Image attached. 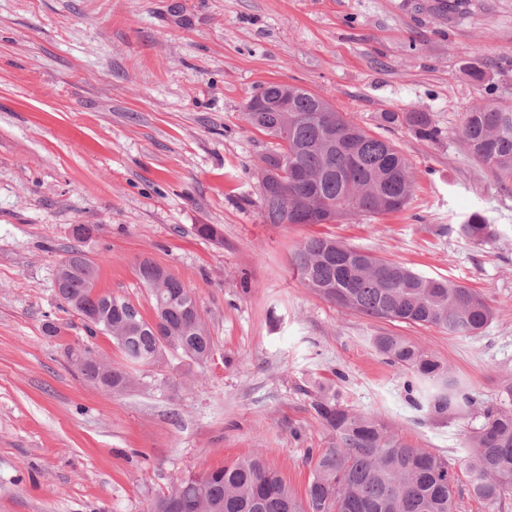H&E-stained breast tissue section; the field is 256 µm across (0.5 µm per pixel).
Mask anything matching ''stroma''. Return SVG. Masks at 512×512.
<instances>
[{
  "instance_id": "stroma-1",
  "label": "stroma",
  "mask_w": 512,
  "mask_h": 512,
  "mask_svg": "<svg viewBox=\"0 0 512 512\" xmlns=\"http://www.w3.org/2000/svg\"><path fill=\"white\" fill-rule=\"evenodd\" d=\"M267 82L399 148L416 181L405 209L265 223L253 168L269 141L243 112ZM488 100L512 101V0L455 14L439 0H0V512H148L177 479L257 453L305 495L307 452L330 443L311 408L324 385L457 463L477 419L429 416L370 338L432 350L488 405L512 382V183L458 135ZM384 112L430 113L441 134L419 140ZM476 210L494 244L456 233ZM313 234L470 287L494 318L462 337L339 309L289 263ZM75 248L99 292L148 320L138 263L178 277L211 359L167 355L119 395L86 381L70 350L121 354L61 308L54 271Z\"/></svg>"
}]
</instances>
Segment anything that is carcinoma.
Masks as SVG:
<instances>
[{
  "label": "carcinoma",
  "mask_w": 512,
  "mask_h": 512,
  "mask_svg": "<svg viewBox=\"0 0 512 512\" xmlns=\"http://www.w3.org/2000/svg\"><path fill=\"white\" fill-rule=\"evenodd\" d=\"M275 100L288 94L289 112H246L245 122L271 140L261 160L286 163L263 182L261 210L268 224H330L354 215L396 213L409 203L414 175L402 152L371 135L347 113L310 91L270 82L261 88ZM387 124H403L425 141L441 134L427 112H384ZM459 135L474 160L512 182V104L485 102L464 113ZM456 232L477 246L496 241L495 225L471 213ZM291 264L300 282L320 299L369 319L434 327L450 336H475L493 318L485 298L466 286L433 278L351 247L333 237L311 235L298 244ZM97 268L70 251L56 271L58 295L90 334L101 333L131 364L162 361L172 350L193 362L213 352L202 313L191 291L174 275L150 289L159 328L129 300L112 306L92 292ZM388 363L429 384L425 407L433 417L470 415L480 423L468 432L469 452L459 461L471 496L487 512H501L512 499V382L503 403L486 406L434 354L401 336L372 337ZM74 356L82 375L114 394L132 377L121 366L88 355ZM311 408L332 442L310 457L313 479L296 496L258 455L178 481L151 512H456L459 475L448 459L404 443L372 414H358L329 390Z\"/></svg>",
  "instance_id": "cac0c4a2"
}]
</instances>
